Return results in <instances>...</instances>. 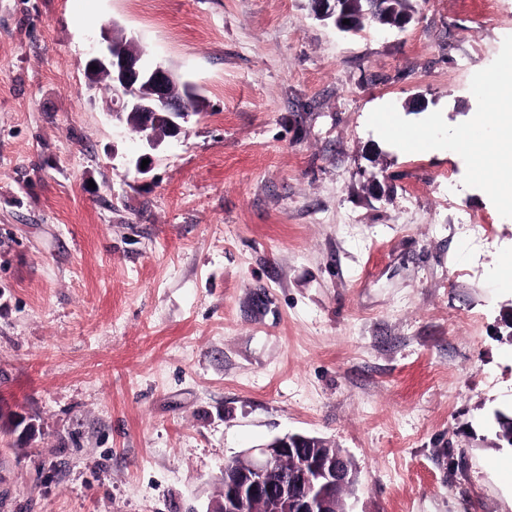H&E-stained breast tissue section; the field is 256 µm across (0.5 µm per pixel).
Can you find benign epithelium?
<instances>
[{"label": "benign epithelium", "instance_id": "obj_1", "mask_svg": "<svg viewBox=\"0 0 512 512\" xmlns=\"http://www.w3.org/2000/svg\"><path fill=\"white\" fill-rule=\"evenodd\" d=\"M314 15L322 20L374 21L404 27L411 16L377 9L380 0H310ZM89 76L112 81L115 96L112 117L135 121L140 137L155 147L162 137H174L189 116L192 90L174 97L173 72L162 64L145 66L132 42L109 40L88 61ZM346 458L325 441L288 433L248 450L224 466L222 500L210 512H348L336 510L337 492L353 481Z\"/></svg>", "mask_w": 512, "mask_h": 512}]
</instances>
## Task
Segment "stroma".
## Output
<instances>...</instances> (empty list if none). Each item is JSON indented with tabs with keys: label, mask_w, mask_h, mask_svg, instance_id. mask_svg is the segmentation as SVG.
<instances>
[{
	"label": "stroma",
	"mask_w": 512,
	"mask_h": 512,
	"mask_svg": "<svg viewBox=\"0 0 512 512\" xmlns=\"http://www.w3.org/2000/svg\"><path fill=\"white\" fill-rule=\"evenodd\" d=\"M408 5L0 0V512H208L287 433L353 462L349 512H512V204L477 175L512 0ZM107 32L199 99L156 148L88 80ZM312 11L317 18L322 20L336 16L341 22L350 19V25L342 24L339 30L351 26L354 22L374 21L383 25L404 27L411 20V16L404 13L407 8L406 0H392V8L400 14L380 13L376 8L380 0H310Z\"/></svg>",
	"instance_id": "35a3bbf8"
}]
</instances>
